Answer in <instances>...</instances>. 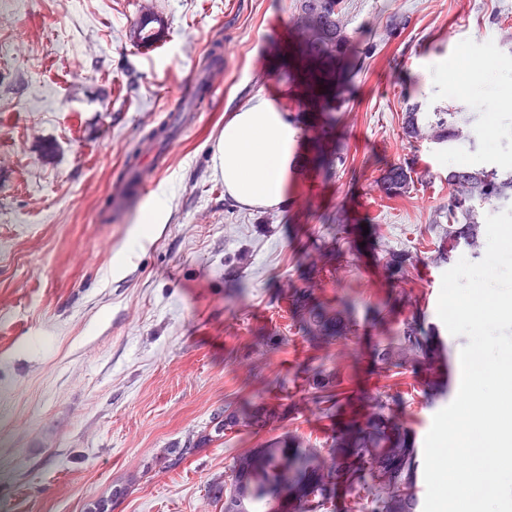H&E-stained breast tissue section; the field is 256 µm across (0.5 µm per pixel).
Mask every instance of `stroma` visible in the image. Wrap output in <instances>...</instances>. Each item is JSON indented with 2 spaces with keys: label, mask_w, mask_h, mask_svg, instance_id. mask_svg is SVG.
Masks as SVG:
<instances>
[{
  "label": "stroma",
  "mask_w": 512,
  "mask_h": 512,
  "mask_svg": "<svg viewBox=\"0 0 512 512\" xmlns=\"http://www.w3.org/2000/svg\"><path fill=\"white\" fill-rule=\"evenodd\" d=\"M364 67L337 110L341 161L307 165L284 208L252 209L224 192L213 148L252 94L285 93L314 138L320 113L285 74L298 0H21L0 5V512H86L127 484L112 512H224L208 486L237 454L288 436L328 449L351 416L392 397L416 442L456 396L443 370L383 365L379 345L407 318L464 336L437 314L443 270L428 263L448 200L449 153L402 135L408 105L475 111L479 94L512 97V0H343ZM168 17L169 42L143 54L130 40L140 12ZM224 46L223 73L190 122L162 147L167 166L126 210L110 191L148 132L167 121ZM512 107L484 115L490 147L470 164L512 171L498 130ZM404 161L416 180L386 199L378 183ZM150 241L125 249L156 199ZM340 251L342 264L318 261ZM416 258L387 271V251ZM346 308L329 347L300 330L292 305ZM337 372L340 408L315 404L310 369ZM257 404L281 416L226 432L180 467L163 448L209 426L214 412Z\"/></svg>",
  "instance_id": "35a3bbf8"
}]
</instances>
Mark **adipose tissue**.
<instances>
[{
  "label": "adipose tissue",
  "mask_w": 512,
  "mask_h": 512,
  "mask_svg": "<svg viewBox=\"0 0 512 512\" xmlns=\"http://www.w3.org/2000/svg\"><path fill=\"white\" fill-rule=\"evenodd\" d=\"M305 143L279 95L255 93L225 120L214 153L225 193L248 206H287L288 189L303 172Z\"/></svg>",
  "instance_id": "1"
}]
</instances>
